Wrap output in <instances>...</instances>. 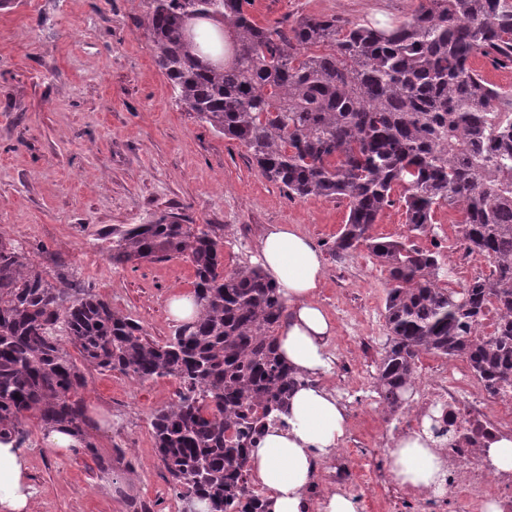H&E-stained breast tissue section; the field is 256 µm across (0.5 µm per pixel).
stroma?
<instances>
[{
	"label": "stroma",
	"instance_id": "stroma-1",
	"mask_svg": "<svg viewBox=\"0 0 512 512\" xmlns=\"http://www.w3.org/2000/svg\"><path fill=\"white\" fill-rule=\"evenodd\" d=\"M418 0H261L252 16L269 25L336 15L388 29L407 20ZM144 0H10L0 9V239L20 243L37 267L51 255L113 310L130 315L158 342L176 324L168 302L193 289L190 262L113 267L101 234L118 224L170 216L214 224L224 233V267L258 264L262 236L290 224L325 251L347 220L346 202L299 199L264 178L246 149L186 111L156 65L145 30ZM387 273L366 249L325 260L317 302L336 324L345 354L376 369L387 342ZM376 346L359 351L360 337ZM178 384L146 382L117 371L87 373L86 433L115 473H127L130 498L173 512L170 477L158 459L150 420ZM31 512H125L90 456L56 454L29 422ZM125 461L113 459L114 449Z\"/></svg>",
	"mask_w": 512,
	"mask_h": 512
}]
</instances>
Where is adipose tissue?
<instances>
[{
  "label": "adipose tissue",
  "instance_id": "ef3b65f1",
  "mask_svg": "<svg viewBox=\"0 0 512 512\" xmlns=\"http://www.w3.org/2000/svg\"><path fill=\"white\" fill-rule=\"evenodd\" d=\"M260 262L279 289L287 318L278 334L281 358L297 372L315 376L331 365L327 345L334 326L314 296L323 278L319 251L288 224L271 227L260 242ZM287 430H270L251 454V468L269 492L271 512H308L310 451L328 454L345 435L346 413L325 389L307 386L290 397ZM393 479L416 487L442 486L443 464L421 437L401 439L391 452ZM34 488L27 459L14 443L0 442V512H29Z\"/></svg>",
  "mask_w": 512,
  "mask_h": 512
}]
</instances>
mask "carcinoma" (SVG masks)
<instances>
[{
    "instance_id": "cac0c4a2",
    "label": "carcinoma",
    "mask_w": 512,
    "mask_h": 512,
    "mask_svg": "<svg viewBox=\"0 0 512 512\" xmlns=\"http://www.w3.org/2000/svg\"><path fill=\"white\" fill-rule=\"evenodd\" d=\"M251 0H149L146 30L157 66L182 107L246 148L288 194L348 201L328 246L341 261L364 247L385 268L388 343L376 391L392 412L410 397L419 357L467 360L490 385L512 376V92L473 66L512 67V0H419L410 18L380 30L336 16L261 25ZM202 16L187 31L185 15ZM400 186L408 231H434L441 206L461 213L466 248L491 266L460 291L440 285L438 244L419 248L372 234ZM115 267L188 260L195 318L159 343L51 257L40 270L23 246L0 239V441L21 447L28 422L64 426L101 473L112 463L86 439L84 366L144 382L179 380L152 415L159 460L182 507L249 508V449L224 436L240 421L282 410L300 381L282 362L275 331L287 306L262 269L224 270V238L176 217L112 229ZM494 306V333L477 326Z\"/></svg>"
}]
</instances>
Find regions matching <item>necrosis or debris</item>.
I'll use <instances>...</instances> for the list:
<instances>
[{"instance_id":"necrosis-or-debris-1","label":"necrosis or debris","mask_w":512,"mask_h":512,"mask_svg":"<svg viewBox=\"0 0 512 512\" xmlns=\"http://www.w3.org/2000/svg\"><path fill=\"white\" fill-rule=\"evenodd\" d=\"M415 396L402 411L386 418L374 437L352 435L329 456L312 462L309 500L339 493L357 512H369L370 494L382 491L390 512H512V469L495 467L491 444L512 438V379L488 389L466 360L455 364L425 358L411 382ZM440 430L435 446L446 471L445 489L397 484L391 474L390 439L424 433L430 421Z\"/></svg>"}]
</instances>
